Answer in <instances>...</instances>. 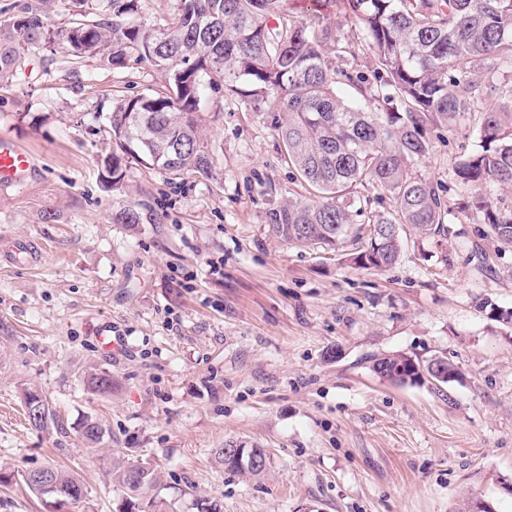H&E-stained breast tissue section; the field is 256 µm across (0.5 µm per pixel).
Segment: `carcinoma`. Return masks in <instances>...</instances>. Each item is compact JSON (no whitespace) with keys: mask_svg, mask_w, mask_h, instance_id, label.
<instances>
[{"mask_svg":"<svg viewBox=\"0 0 512 512\" xmlns=\"http://www.w3.org/2000/svg\"><path fill=\"white\" fill-rule=\"evenodd\" d=\"M48 2L14 0L12 17L0 25V85L24 60L57 49L72 61L114 68L146 62L164 78V90L122 99L107 116L104 189H122L134 161L210 178L212 148L200 136L198 113L204 89L222 88L270 119L284 158L313 189L267 212L273 237L330 250L350 241L348 260L361 269L396 265L405 226L421 240L447 238L456 213L445 188L418 165L433 152L432 129L468 125L478 144L461 146L453 174L468 192L466 210L512 247V207L492 193L494 186L512 192V0H311L307 20L292 15L290 0H174L150 29L134 21L141 0H106L103 13L96 0H68L71 19L59 27L47 22ZM336 2L354 21L350 36L324 22V9ZM362 50L368 72L338 65ZM384 198L393 208H372ZM370 363L383 379L416 384L404 353L374 355ZM88 385L110 395L112 373L92 374ZM24 406L32 427L61 429L46 396L28 390ZM102 434L95 418L79 432L87 445ZM216 454L228 471L260 477L269 470L261 448ZM36 474L74 491L75 503L85 498L72 473L44 467ZM158 481L152 466L112 450L118 512H168L152 493Z\"/></svg>","mask_w":512,"mask_h":512,"instance_id":"cac0c4a2","label":"carcinoma"}]
</instances>
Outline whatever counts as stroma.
Returning <instances> with one entry per match:
<instances>
[{
  "label": "stroma",
  "instance_id": "stroma-1",
  "mask_svg": "<svg viewBox=\"0 0 512 512\" xmlns=\"http://www.w3.org/2000/svg\"><path fill=\"white\" fill-rule=\"evenodd\" d=\"M163 85L145 63L61 52L0 85V135L39 164L28 186L0 188V512H49L13 477L46 466L85 484L70 512H115L101 461L116 448L158 471L171 512H196L199 496L224 512H512V325L487 311L512 308V249L469 212L447 240L407 235L386 270L272 238L267 211L308 192L267 117L221 90L201 104L211 177L135 165L125 189L103 191L104 113ZM431 136L419 170L461 205L452 159L476 133ZM131 206L140 223L118 222ZM11 240L33 261L10 259ZM391 352L442 355L463 376L398 385L370 368ZM101 370L111 395L88 387ZM27 388L63 431L30 425ZM89 416L105 429L91 448ZM219 448L264 449L269 471L224 470Z\"/></svg>",
  "mask_w": 512,
  "mask_h": 512
}]
</instances>
